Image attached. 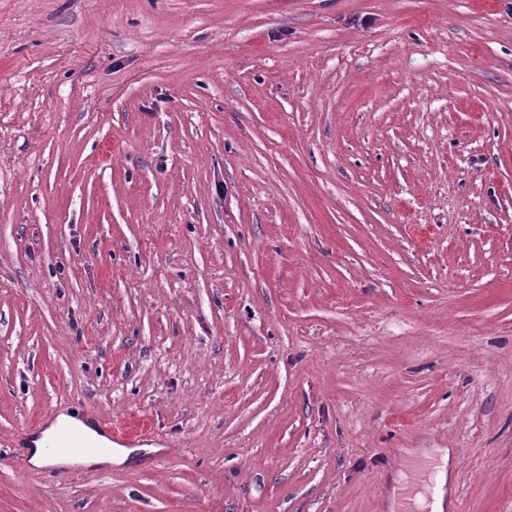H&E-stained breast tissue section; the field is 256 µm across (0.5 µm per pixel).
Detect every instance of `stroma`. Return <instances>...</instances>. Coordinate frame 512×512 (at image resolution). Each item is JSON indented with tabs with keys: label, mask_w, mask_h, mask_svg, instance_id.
I'll return each instance as SVG.
<instances>
[{
	"label": "stroma",
	"mask_w": 512,
	"mask_h": 512,
	"mask_svg": "<svg viewBox=\"0 0 512 512\" xmlns=\"http://www.w3.org/2000/svg\"><path fill=\"white\" fill-rule=\"evenodd\" d=\"M153 453L34 469L59 402ZM512 512V0H0V512Z\"/></svg>",
	"instance_id": "35a3bbf8"
}]
</instances>
